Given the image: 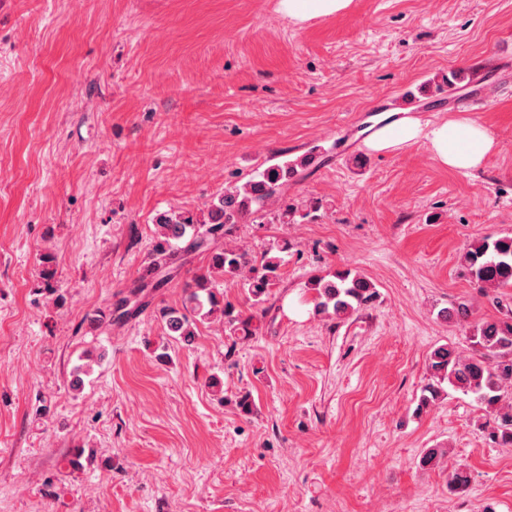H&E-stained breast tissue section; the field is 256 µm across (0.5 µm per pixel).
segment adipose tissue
<instances>
[{"label":"adipose tissue","mask_w":512,"mask_h":512,"mask_svg":"<svg viewBox=\"0 0 512 512\" xmlns=\"http://www.w3.org/2000/svg\"><path fill=\"white\" fill-rule=\"evenodd\" d=\"M425 141L442 166L471 171L499 148L497 140L483 126L465 118L448 117L435 123L401 117L374 130L365 141L367 149L386 152Z\"/></svg>","instance_id":"adipose-tissue-1"}]
</instances>
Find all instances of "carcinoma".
<instances>
[{
    "label": "carcinoma",
    "instance_id": "obj_1",
    "mask_svg": "<svg viewBox=\"0 0 512 512\" xmlns=\"http://www.w3.org/2000/svg\"><path fill=\"white\" fill-rule=\"evenodd\" d=\"M295 173L297 166L286 162L264 168L245 185L226 190L211 201L207 217L202 220L184 211L158 214L150 266L134 283L133 294L163 286L167 280L165 272L182 264L191 254L205 253L209 258L208 266L199 270L185 287L187 313L161 310L170 333L189 342L194 336V319L205 321L214 317L222 321L231 336L246 338L255 333L253 316L236 314L222 304L212 287L213 277L217 274L225 281L241 285L252 305H260L281 280L288 242L271 244L255 266L246 252L224 246L220 239L234 225L280 201L282 186ZM464 262L475 282L493 288H512V236L482 239L465 252ZM40 275L44 285L52 288L56 268L55 258L49 253L42 257ZM311 288L316 312L328 317L346 316L377 297L371 281L348 269L336 272L330 279L312 280ZM470 341L473 349L468 356L446 345L431 351L428 367L433 382L425 386L420 407L438 400L443 392L442 383L446 382L455 390L473 395L478 403L495 412L497 426L492 440L512 446V405H502L512 399V318L474 324Z\"/></svg>",
    "mask_w": 512,
    "mask_h": 512
}]
</instances>
